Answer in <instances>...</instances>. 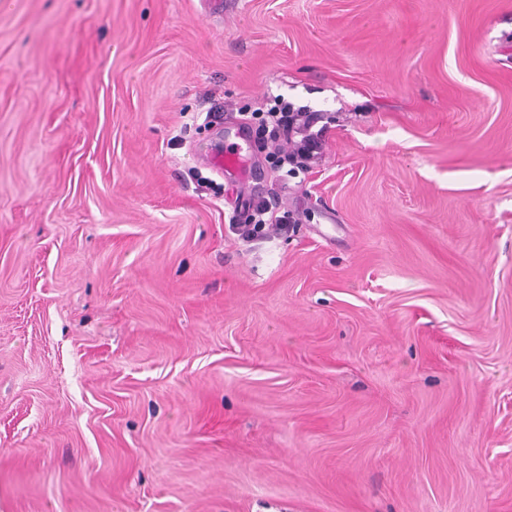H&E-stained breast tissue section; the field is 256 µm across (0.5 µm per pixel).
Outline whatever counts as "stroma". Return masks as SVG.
<instances>
[{"mask_svg": "<svg viewBox=\"0 0 512 512\" xmlns=\"http://www.w3.org/2000/svg\"><path fill=\"white\" fill-rule=\"evenodd\" d=\"M0 512H512V0H0ZM267 114L273 123L271 138L276 142L282 137V141L291 147V150L280 158L281 169L289 166L283 175V179L288 180V177H295L301 170L294 164L295 155L305 158L308 161L307 167H310L320 153L321 129L316 133L311 131L319 121V114L306 109H294L284 100L272 106ZM297 136H300L299 140H295ZM271 209L272 206L266 202L259 203L255 208H253L252 213L247 218L248 224H243L246 227L252 226L251 229L247 230L248 234L261 232L266 226H268V230L274 231L275 233H278L287 227V224H280L284 217H276L273 219V212H271ZM269 213H271V215L267 216Z\"/></svg>", "mask_w": 512, "mask_h": 512, "instance_id": "stroma-1", "label": "stroma"}]
</instances>
